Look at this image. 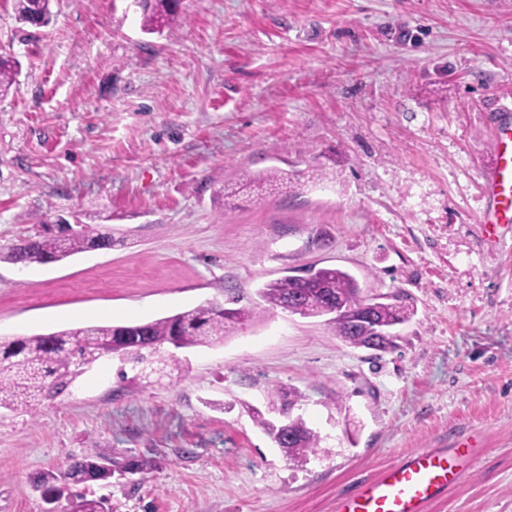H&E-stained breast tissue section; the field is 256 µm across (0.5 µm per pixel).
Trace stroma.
<instances>
[{
	"mask_svg": "<svg viewBox=\"0 0 512 512\" xmlns=\"http://www.w3.org/2000/svg\"><path fill=\"white\" fill-rule=\"evenodd\" d=\"M48 26L0 0V252L100 225L112 247L0 261V336L147 322L206 301L255 304L181 372L94 365L36 414L0 409V512H44L45 472L146 456L147 476L64 485L112 512H336L388 466L476 438L425 512H512V229L488 237L484 175L512 106V0H181L148 34L130 0H54ZM325 168L311 184L309 167ZM291 189L239 190L244 174ZM225 187L218 200L214 192ZM340 268L400 296L393 349L259 306L288 275ZM320 437L293 465L261 427L279 392ZM19 62L13 57L0 55V96L7 95L19 75Z\"/></svg>",
	"mask_w": 512,
	"mask_h": 512,
	"instance_id": "obj_1",
	"label": "stroma"
}]
</instances>
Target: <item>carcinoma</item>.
<instances>
[{"label":"carcinoma","instance_id":"1","mask_svg":"<svg viewBox=\"0 0 512 512\" xmlns=\"http://www.w3.org/2000/svg\"><path fill=\"white\" fill-rule=\"evenodd\" d=\"M13 10L22 24L45 26L52 17V0H12ZM142 28L149 33H170L182 26L174 0H140ZM19 62L0 55V96L9 93L19 75ZM258 185L288 187V174L277 169L247 176ZM112 248V233L101 227L71 225L53 237L27 236L17 240L3 255L13 264H49L72 255ZM267 310L281 309L292 303L293 312L303 317H320L330 305L357 306L366 301L359 295L355 278L339 268H320L306 276H288L267 284L260 290ZM414 310L392 296L388 302H377L375 316L381 326L390 327L408 321ZM254 317L247 306L226 308L212 301L175 315L137 324L99 325L63 330L49 334L0 338V408L33 410L44 400H52L77 383L84 370L95 364L89 350L109 348L118 359L144 374L153 367L181 370V362L170 350L206 346L224 337L227 324H244ZM329 324L343 342L357 348H368L375 336L372 328L353 323L347 314L333 315ZM259 424L273 438L280 440L286 459L304 465L318 450L319 436L300 417L286 416L274 425L264 419ZM155 461L139 456L115 461L96 456L78 459L59 473L44 474L40 486L48 502L55 500V483L71 484L101 482L112 484L116 473L132 472L142 476L150 473ZM74 512H110L104 497L80 498Z\"/></svg>","mask_w":512,"mask_h":512}]
</instances>
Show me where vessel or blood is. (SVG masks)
Listing matches in <instances>:
<instances>
[{
  "label": "vessel or blood",
  "mask_w": 512,
  "mask_h": 512,
  "mask_svg": "<svg viewBox=\"0 0 512 512\" xmlns=\"http://www.w3.org/2000/svg\"><path fill=\"white\" fill-rule=\"evenodd\" d=\"M486 189L488 205L480 222L492 235L499 226L512 224V127L501 131ZM473 455L468 443L421 451L338 499L336 512H424L465 475Z\"/></svg>",
  "instance_id": "b4317fda"
}]
</instances>
